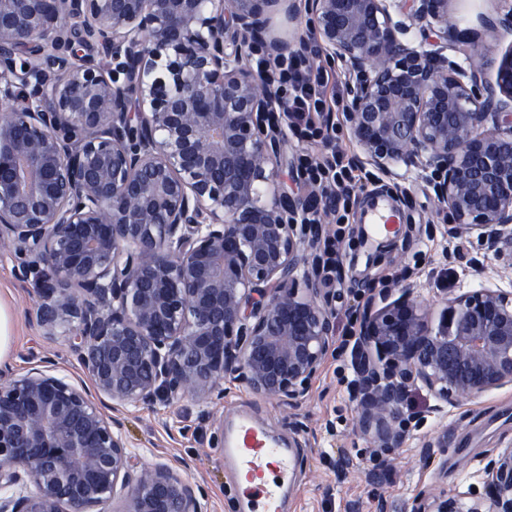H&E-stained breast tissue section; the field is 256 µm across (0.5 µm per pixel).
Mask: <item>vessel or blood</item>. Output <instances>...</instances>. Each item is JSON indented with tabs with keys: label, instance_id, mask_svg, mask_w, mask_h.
<instances>
[{
	"label": "vessel or blood",
	"instance_id": "obj_1",
	"mask_svg": "<svg viewBox=\"0 0 512 512\" xmlns=\"http://www.w3.org/2000/svg\"><path fill=\"white\" fill-rule=\"evenodd\" d=\"M376 231L389 232L400 223L401 213L388 199L375 198L365 213ZM220 457L251 487L237 498V512H281L292 488L296 451L271 435L250 415L239 413L224 424Z\"/></svg>",
	"mask_w": 512,
	"mask_h": 512
}]
</instances>
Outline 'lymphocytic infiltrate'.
<instances>
[{"instance_id":"f902f5d3","label":"lymphocytic infiltrate","mask_w":512,"mask_h":512,"mask_svg":"<svg viewBox=\"0 0 512 512\" xmlns=\"http://www.w3.org/2000/svg\"><path fill=\"white\" fill-rule=\"evenodd\" d=\"M254 64L259 73L269 78L289 133L330 153L328 161L321 163L305 155L300 164L314 191L334 194V220L344 223L358 178L351 166L342 161L339 148L342 126L329 119L331 113L345 109L335 74L312 67L302 55L272 57L259 50L254 54Z\"/></svg>"}]
</instances>
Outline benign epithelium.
Segmentation results:
<instances>
[{
	"label": "benign epithelium",
	"mask_w": 512,
	"mask_h": 512,
	"mask_svg": "<svg viewBox=\"0 0 512 512\" xmlns=\"http://www.w3.org/2000/svg\"><path fill=\"white\" fill-rule=\"evenodd\" d=\"M392 0H309V34L349 78L358 152L403 193L401 168L430 172L448 239L475 234L512 266V49L488 61L463 37L469 69L442 56L448 0H411L438 35L416 45ZM293 0H0V245L42 279L33 318L67 327L91 388L32 368L0 380V512H204L181 468L135 470L106 414L224 384L297 409L336 344L330 285L343 261L314 246L315 203L274 180L283 133L271 85L244 62L304 38L268 37ZM492 66L495 79H485ZM304 287H299V283ZM353 429L389 455L420 431L412 387L432 412L512 386V291L448 293L433 320L405 274L351 282ZM484 493H417L406 512H512V447L489 457Z\"/></svg>",
	"instance_id": "1"
}]
</instances>
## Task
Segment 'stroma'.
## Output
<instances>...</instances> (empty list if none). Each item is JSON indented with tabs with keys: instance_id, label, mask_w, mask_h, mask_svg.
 <instances>
[{
	"instance_id": "stroma-1",
	"label": "stroma",
	"mask_w": 512,
	"mask_h": 512,
	"mask_svg": "<svg viewBox=\"0 0 512 512\" xmlns=\"http://www.w3.org/2000/svg\"><path fill=\"white\" fill-rule=\"evenodd\" d=\"M449 13L458 15V28L476 33L481 51L499 59L512 49V33L504 27L489 29L485 20L500 16L497 0H448ZM387 179L377 176L358 193L349 222L351 233L340 250L348 278L375 285L408 273L439 315L442 299L451 290L512 289V268L486 255L476 239L448 240L433 227L448 221L437 203L425 171L410 169L404 194L396 204L404 220L391 236H370L362 224L372 195L385 192ZM462 260H445L448 252ZM15 253L0 248V304L12 315L11 345L0 367L17 374L50 367L72 383L83 377L81 365L68 352L64 330L45 335L30 318L38 298L39 281H20L13 268ZM349 354L329 353L313 381L301 409L243 387H230L223 400L206 403L186 395L155 408L121 407L118 416L134 455L135 468L158 462H187L184 477L191 482L207 512H234V474L225 469L219 452L225 411L247 412L272 434L294 442L298 466L287 512H405L419 490L441 493L481 487L488 456L512 446V388L475 397L463 405L432 413L434 403L426 389H410L404 408L426 416L427 423L414 439L394 455L385 456L353 429L355 402L345 383L352 377ZM336 423L335 435L325 431L326 420ZM443 445L432 465H423L422 443ZM361 457L363 466L341 475L336 471L340 451Z\"/></svg>"
}]
</instances>
